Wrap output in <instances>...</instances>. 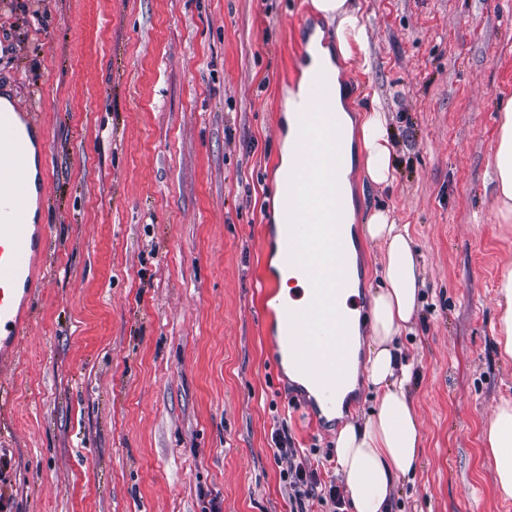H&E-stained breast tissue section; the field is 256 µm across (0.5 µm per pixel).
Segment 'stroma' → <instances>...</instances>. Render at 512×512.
Returning a JSON list of instances; mask_svg holds the SVG:
<instances>
[{"mask_svg": "<svg viewBox=\"0 0 512 512\" xmlns=\"http://www.w3.org/2000/svg\"><path fill=\"white\" fill-rule=\"evenodd\" d=\"M365 55L339 61L353 120L380 106L395 179L350 174L360 335L381 251L366 219L407 225L425 287L398 343L416 364L423 453L392 512H512L483 428L512 397L496 290L512 270L487 173L512 98V0H352ZM311 0H0V94L46 132L50 248L29 333L0 377V502L10 512H295L284 428L306 469L376 404L359 384L316 426L278 372L259 279L301 78Z\"/></svg>", "mask_w": 512, "mask_h": 512, "instance_id": "stroma-1", "label": "stroma"}]
</instances>
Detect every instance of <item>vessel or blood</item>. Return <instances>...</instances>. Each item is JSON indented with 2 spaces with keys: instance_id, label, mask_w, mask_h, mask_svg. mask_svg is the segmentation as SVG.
Masks as SVG:
<instances>
[{
  "instance_id": "1",
  "label": "vessel or blood",
  "mask_w": 512,
  "mask_h": 512,
  "mask_svg": "<svg viewBox=\"0 0 512 512\" xmlns=\"http://www.w3.org/2000/svg\"><path fill=\"white\" fill-rule=\"evenodd\" d=\"M47 153L44 131L31 114L0 110V343L17 346L23 335V312L31 300L35 282L34 261L45 248L47 227L30 222L34 198H45L46 182L34 181L27 164L30 146ZM284 263L282 269L290 281L302 282L298 303H280L279 341L284 349H292L290 314L304 311L312 301L309 277L300 267L288 263L290 252L289 225L281 223L277 241ZM312 396L308 410L315 422H322L326 412L336 408V392L318 380H311Z\"/></svg>"
}]
</instances>
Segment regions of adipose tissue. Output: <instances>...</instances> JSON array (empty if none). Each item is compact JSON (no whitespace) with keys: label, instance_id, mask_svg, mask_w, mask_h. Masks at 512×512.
Masks as SVG:
<instances>
[{"label":"adipose tissue","instance_id":"1","mask_svg":"<svg viewBox=\"0 0 512 512\" xmlns=\"http://www.w3.org/2000/svg\"><path fill=\"white\" fill-rule=\"evenodd\" d=\"M314 10L336 23V39L344 59L365 46L364 25L348 0H312ZM336 113L345 138L360 134V150L368 178L376 184L393 178L390 141L385 116L379 110L364 113L361 123L348 115L341 95H334ZM492 180L497 213L512 223V99L501 109L495 143ZM369 241L382 244L385 253L380 276L385 283L372 301V336L362 364H351L345 391L358 378L375 387L379 403L363 423L346 424L336 436V462L344 476L349 512H390V491L401 478L414 475L423 451L420 423L410 394L412 367L402 359L398 338L410 323L423 284L420 262L406 227L384 211L374 212L363 226ZM485 452L492 461L498 494L512 498V398L501 399L483 433Z\"/></svg>","mask_w":512,"mask_h":512}]
</instances>
